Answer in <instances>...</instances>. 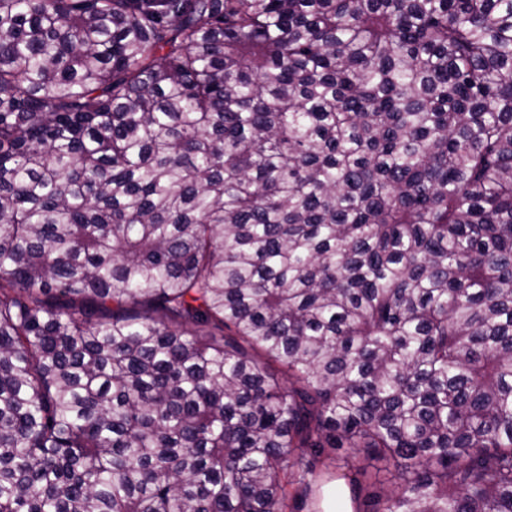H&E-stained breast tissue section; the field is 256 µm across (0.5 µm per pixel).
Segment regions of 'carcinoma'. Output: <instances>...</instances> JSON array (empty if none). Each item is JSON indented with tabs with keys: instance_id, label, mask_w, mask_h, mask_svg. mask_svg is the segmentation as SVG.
<instances>
[{
	"instance_id": "1",
	"label": "carcinoma",
	"mask_w": 512,
	"mask_h": 512,
	"mask_svg": "<svg viewBox=\"0 0 512 512\" xmlns=\"http://www.w3.org/2000/svg\"><path fill=\"white\" fill-rule=\"evenodd\" d=\"M336 448L512 512V0H0V512H322Z\"/></svg>"
}]
</instances>
